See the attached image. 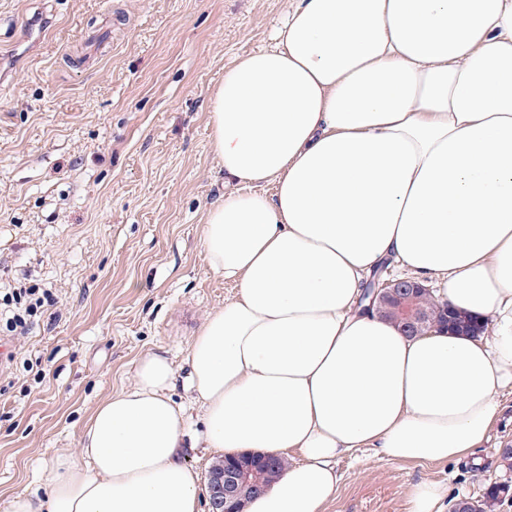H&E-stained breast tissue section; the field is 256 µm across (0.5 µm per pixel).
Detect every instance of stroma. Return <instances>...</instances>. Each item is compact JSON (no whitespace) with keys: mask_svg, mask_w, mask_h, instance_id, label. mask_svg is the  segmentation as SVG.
Instances as JSON below:
<instances>
[{"mask_svg":"<svg viewBox=\"0 0 512 512\" xmlns=\"http://www.w3.org/2000/svg\"><path fill=\"white\" fill-rule=\"evenodd\" d=\"M289 0H0V295L40 284L58 300L28 334L0 331V512L43 493L95 406L150 351L174 359L171 396L192 429L189 341L236 289L201 246L224 172L210 101L236 58L272 45ZM39 361L44 376L31 370ZM512 390L489 440L457 463L340 459L326 512H409L422 481L449 500L502 481Z\"/></svg>","mask_w":512,"mask_h":512,"instance_id":"stroma-1","label":"stroma"}]
</instances>
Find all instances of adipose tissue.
Instances as JSON below:
<instances>
[{"label":"adipose tissue","instance_id":"1","mask_svg":"<svg viewBox=\"0 0 512 512\" xmlns=\"http://www.w3.org/2000/svg\"><path fill=\"white\" fill-rule=\"evenodd\" d=\"M209 119L228 190L201 242L238 293L190 340L201 432L173 361L146 353L9 512H200L189 441L297 454L244 512H324L358 449L448 463L486 441L512 388V0H292ZM393 260L492 335L361 311Z\"/></svg>","mask_w":512,"mask_h":512}]
</instances>
